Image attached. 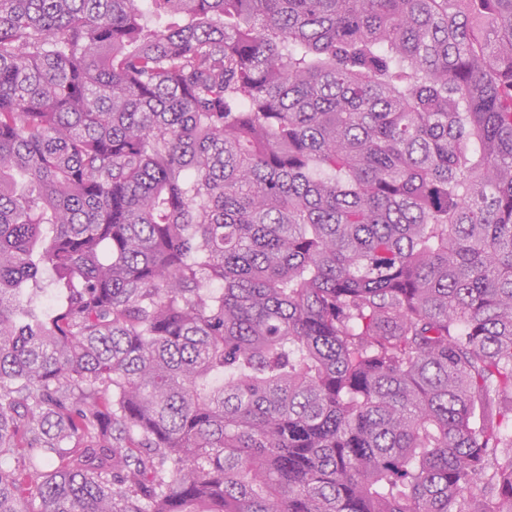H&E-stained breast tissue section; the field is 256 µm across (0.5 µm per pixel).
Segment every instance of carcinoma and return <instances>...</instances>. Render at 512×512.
<instances>
[{"mask_svg":"<svg viewBox=\"0 0 512 512\" xmlns=\"http://www.w3.org/2000/svg\"><path fill=\"white\" fill-rule=\"evenodd\" d=\"M0 512H512V0H0Z\"/></svg>","mask_w":512,"mask_h":512,"instance_id":"1","label":"carcinoma"}]
</instances>
